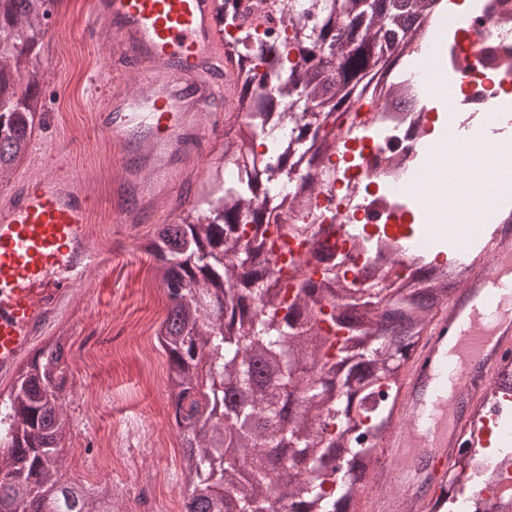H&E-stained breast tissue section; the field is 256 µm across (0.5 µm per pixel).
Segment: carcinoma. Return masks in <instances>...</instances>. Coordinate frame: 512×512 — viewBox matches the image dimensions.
Here are the masks:
<instances>
[{"label":"carcinoma","mask_w":512,"mask_h":512,"mask_svg":"<svg viewBox=\"0 0 512 512\" xmlns=\"http://www.w3.org/2000/svg\"><path fill=\"white\" fill-rule=\"evenodd\" d=\"M265 0H217L224 70L236 83L234 111L249 135L224 133V171L202 186L192 207L157 224L149 244L168 300L159 339L169 357L170 410L178 427L186 489L182 512H353L376 444L394 426L405 368L434 309L450 300L464 271L419 252L395 288H353L340 259L326 252L310 209L320 182L309 174L288 186L297 158L333 115L351 121L372 63L391 58L413 36L399 17L425 11L426 0H288L292 34L264 29ZM55 0H0V178L16 166L43 120L41 74L34 60ZM273 84L277 92L267 94ZM306 98L313 111L295 101ZM281 198L289 224L271 232L260 199ZM248 218V224L242 219ZM310 258L269 267L287 236ZM373 250L399 251L386 234ZM67 339L45 344L16 370L0 394V512H40L67 502L73 512H124L97 489L69 496L60 481V444L69 421ZM276 359L275 379L262 365ZM292 452L293 465L269 470L268 450ZM496 470L459 452L442 488L439 512H470L463 479Z\"/></svg>","instance_id":"carcinoma-1"}]
</instances>
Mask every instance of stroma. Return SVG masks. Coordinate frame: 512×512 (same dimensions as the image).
Instances as JSON below:
<instances>
[{
	"instance_id": "obj_1",
	"label": "stroma",
	"mask_w": 512,
	"mask_h": 512,
	"mask_svg": "<svg viewBox=\"0 0 512 512\" xmlns=\"http://www.w3.org/2000/svg\"><path fill=\"white\" fill-rule=\"evenodd\" d=\"M53 18L54 32L45 38L38 59L46 77L41 129L64 141L69 170L85 176L94 243L112 254L110 268L92 276L89 288L55 328L68 338L74 368L63 474L69 481L92 479V472L80 468V456H100L118 442L132 455L130 478H157L158 499L165 503L183 494L180 438L168 412V355L161 348L147 355L133 346L113 351L104 343L129 324L158 330L166 315L167 298L155 262L143 248L153 223L122 229L113 214L117 151L98 129L101 95L92 83L105 61L108 38L89 36L85 0H58ZM147 427L166 434L165 457L144 450Z\"/></svg>"
}]
</instances>
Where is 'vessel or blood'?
<instances>
[{
  "label": "vessel or blood",
  "mask_w": 512,
  "mask_h": 512,
  "mask_svg": "<svg viewBox=\"0 0 512 512\" xmlns=\"http://www.w3.org/2000/svg\"><path fill=\"white\" fill-rule=\"evenodd\" d=\"M88 29L115 40L94 84L103 91L98 126L116 146L117 223H139L185 196L192 174L220 149L223 108L232 86L213 0H87ZM448 163L464 171L476 142L450 131ZM91 200L58 147L37 139L27 167L0 195V379H10L111 259L90 243ZM439 260L464 268V286L430 322L408 368L406 396L393 429L379 442L362 482L365 512H409L426 505L448 479L457 450L488 445L484 428L464 441L469 404L486 394L483 420L501 422L499 365L512 348V224H490Z\"/></svg>",
  "instance_id": "1"
}]
</instances>
